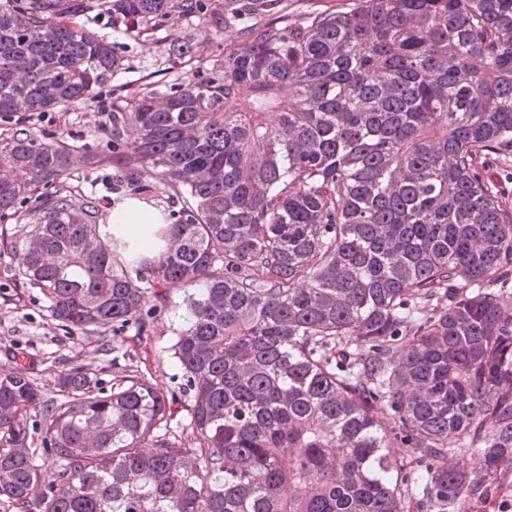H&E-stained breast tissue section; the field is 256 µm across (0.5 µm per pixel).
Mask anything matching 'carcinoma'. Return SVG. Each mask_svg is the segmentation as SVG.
Masks as SVG:
<instances>
[{
    "mask_svg": "<svg viewBox=\"0 0 512 512\" xmlns=\"http://www.w3.org/2000/svg\"><path fill=\"white\" fill-rule=\"evenodd\" d=\"M241 29L205 73L112 103L113 190L180 203L146 252L69 183L74 149L0 139V221L35 199L17 276L78 333L148 336L187 288L164 390L112 356L59 396L0 372L14 512H468L512 468V0H0V115L92 98L121 68L70 17ZM37 420L31 422V412ZM411 449L399 460L392 441ZM482 465L468 468L460 449ZM59 463L44 487L37 453ZM355 0H288V12L293 19L305 20L316 13H331L349 7Z\"/></svg>",
    "mask_w": 512,
    "mask_h": 512,
    "instance_id": "carcinoma-1",
    "label": "carcinoma"
}]
</instances>
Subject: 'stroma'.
Masks as SVG:
<instances>
[{
	"mask_svg": "<svg viewBox=\"0 0 512 512\" xmlns=\"http://www.w3.org/2000/svg\"><path fill=\"white\" fill-rule=\"evenodd\" d=\"M73 21L97 31L113 43L122 60L121 69L92 99L39 116L0 117V134L23 127L41 140H60L82 152L102 151L105 147L102 128L112 111L113 101H130L151 89L169 91L191 78L197 69L209 68L215 59L223 56L225 45L236 38L238 28L250 24L252 17L238 16L235 26L218 32L187 16L162 23L146 35L128 31L124 24L113 23L111 13L105 11L80 14L74 16ZM174 36L191 45L190 59L169 55L168 46ZM112 173L109 166L79 165L71 171L70 181L83 191L103 196L104 206L113 209L130 199L131 194L107 191ZM16 266L11 252H0V346L15 344L28 349L31 357L23 361L22 372L41 377L47 385H54L61 371L79 366L95 374L103 386H111V353L102 351L94 338L79 333L71 337L57 326L44 295L38 289L17 285ZM185 294L182 286H171L172 307L179 304ZM172 307L161 314L151 336L123 345L128 357L142 371L151 373L160 387L171 391L176 390L181 381L180 372L170 359V347L179 326Z\"/></svg>",
	"mask_w": 512,
	"mask_h": 512,
	"instance_id": "obj_1",
	"label": "stroma"
}]
</instances>
